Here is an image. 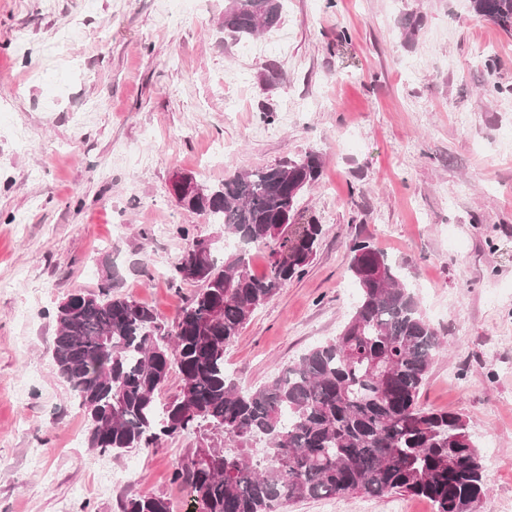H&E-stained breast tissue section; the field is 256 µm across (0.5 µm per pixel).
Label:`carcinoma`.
I'll use <instances>...</instances> for the list:
<instances>
[{"label": "carcinoma", "mask_w": 512, "mask_h": 512, "mask_svg": "<svg viewBox=\"0 0 512 512\" xmlns=\"http://www.w3.org/2000/svg\"><path fill=\"white\" fill-rule=\"evenodd\" d=\"M472 11L512 34V0H470ZM284 0H227L223 27L242 40L280 25ZM319 156L236 171L202 197L179 205L206 212L238 241L209 252L210 280L169 325L130 297L68 295L56 309L52 359L90 424L87 447L100 453L151 448L197 433L202 442L174 472L208 512H282L308 498L400 494L436 512H467L486 493L485 457L458 414L419 403L444 337L414 291L369 239L350 247L358 303L336 337L288 363L267 382L242 387L224 353L254 312L311 262L322 227L296 224L295 185L312 186ZM268 249L267 273L252 271L247 249ZM179 393H159L172 369ZM122 512H172L167 499L134 495Z\"/></svg>", "instance_id": "obj_1"}]
</instances>
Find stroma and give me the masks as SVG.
Wrapping results in <instances>:
<instances>
[{
  "instance_id": "35a3bbf8",
  "label": "stroma",
  "mask_w": 512,
  "mask_h": 512,
  "mask_svg": "<svg viewBox=\"0 0 512 512\" xmlns=\"http://www.w3.org/2000/svg\"><path fill=\"white\" fill-rule=\"evenodd\" d=\"M225 0H0V512H120L135 494L185 512L175 468L195 434L120 455L52 363L58 303L116 293L173 322L198 289L171 288L191 235L223 225L180 208L173 174L228 173L318 154L299 200L321 224L305 273L264 303L224 360L253 387L335 337L357 290L350 247L370 238L449 343L421 405L461 415L498 469L476 512L512 504V35L469 0H285L259 55L220 26ZM418 20L406 35V19ZM56 45L46 55L45 45ZM497 56L487 73L483 61ZM422 67L411 73L408 61ZM241 71L237 83L224 80ZM292 121H284V113ZM469 115L467 125L458 113ZM133 482L97 490L99 464ZM435 512L424 498L333 497L284 512Z\"/></svg>"
}]
</instances>
